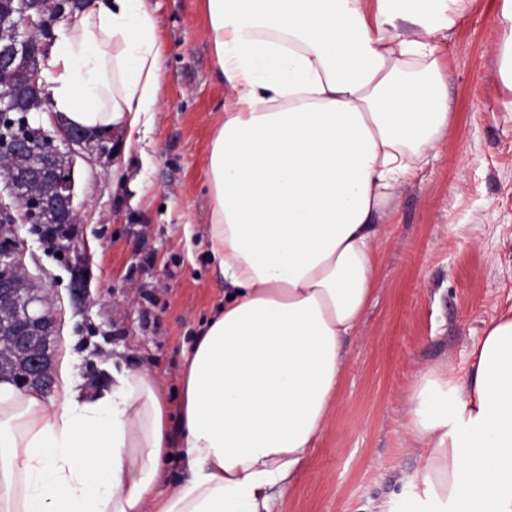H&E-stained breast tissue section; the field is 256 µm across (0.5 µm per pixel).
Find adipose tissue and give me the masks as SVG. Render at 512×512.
<instances>
[{"mask_svg": "<svg viewBox=\"0 0 512 512\" xmlns=\"http://www.w3.org/2000/svg\"><path fill=\"white\" fill-rule=\"evenodd\" d=\"M470 2L202 0L231 91L207 161L230 290L185 357L179 424L143 369L93 396L65 362L48 398L0 382V512H270L329 420L382 213L448 130L435 42ZM164 52L148 0H93L44 62L51 110L136 127ZM410 402L429 460L402 512H512V318L486 325L465 379L430 369Z\"/></svg>", "mask_w": 512, "mask_h": 512, "instance_id": "ef3b65f1", "label": "adipose tissue"}]
</instances>
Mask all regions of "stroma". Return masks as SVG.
Here are the masks:
<instances>
[{"label":"stroma","mask_w":512,"mask_h":512,"mask_svg":"<svg viewBox=\"0 0 512 512\" xmlns=\"http://www.w3.org/2000/svg\"><path fill=\"white\" fill-rule=\"evenodd\" d=\"M501 0H473L439 40L448 70V131L416 180L396 188L375 242L374 287L345 344L330 419L304 472L272 512H399L429 451L412 435L409 396L433 367L462 372L486 323L512 315V89L498 75ZM166 47L160 110L112 135V160H77L86 300L74 254L18 225L25 263L58 323L54 362L69 359L87 392L108 365L143 368L178 410L184 355L223 303L204 240L206 161L228 89L216 78L201 0H150Z\"/></svg>","instance_id":"stroma-1"}]
</instances>
